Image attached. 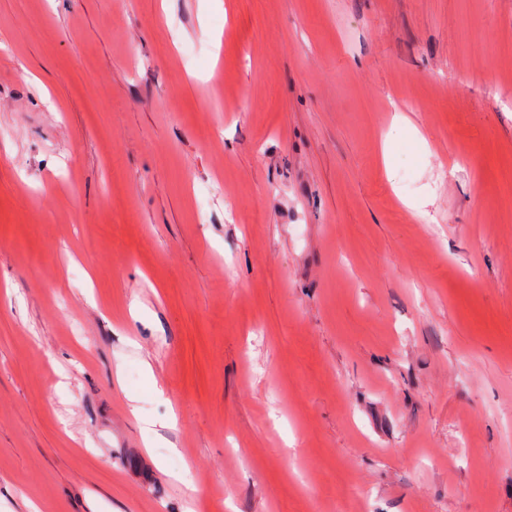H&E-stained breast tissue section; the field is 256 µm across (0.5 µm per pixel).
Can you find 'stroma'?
Returning <instances> with one entry per match:
<instances>
[{"instance_id": "35a3bbf8", "label": "stroma", "mask_w": 512, "mask_h": 512, "mask_svg": "<svg viewBox=\"0 0 512 512\" xmlns=\"http://www.w3.org/2000/svg\"><path fill=\"white\" fill-rule=\"evenodd\" d=\"M29 500L512 512V0H0Z\"/></svg>"}]
</instances>
